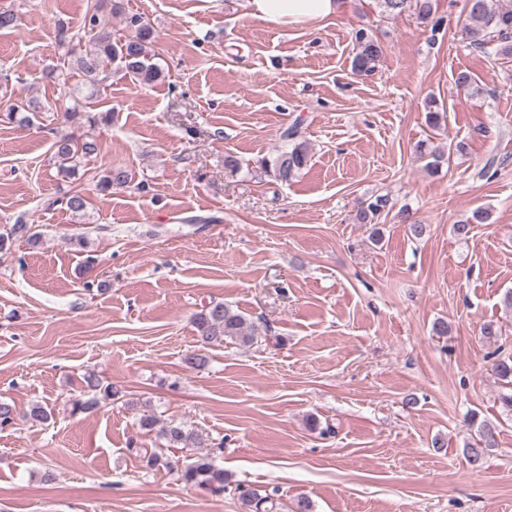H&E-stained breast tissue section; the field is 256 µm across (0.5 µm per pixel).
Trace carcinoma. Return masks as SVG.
Masks as SVG:
<instances>
[{
	"mask_svg": "<svg viewBox=\"0 0 512 512\" xmlns=\"http://www.w3.org/2000/svg\"><path fill=\"white\" fill-rule=\"evenodd\" d=\"M382 12L399 16L406 12L415 15L423 23H433L437 27L442 20H433V0H377ZM464 32L470 43L488 55L504 58L512 57V0H466L463 6ZM129 26L132 34L124 39L112 38V30L99 19V5L90 7L85 18V28L89 36L88 47L75 60V66L83 76L89 89L100 93V88L107 79L105 68L113 64L133 82L151 84L157 81L162 71L154 63L151 46L154 35L149 26L141 19H131ZM355 52L352 58V70L358 75H369L379 62L382 49L376 36L365 28L355 31ZM36 106L30 101L14 103L8 107L4 117L10 123H28L30 113ZM283 146L269 158L260 160V168L266 176L286 184L292 181L308 166L310 149L300 137L299 124L294 123L281 133ZM54 154L60 161L59 173L64 178L76 176L81 159L90 157L97 151L94 141L76 142L69 136H58L52 143ZM420 154L427 158L425 168L431 173L439 172L447 159L445 150L420 148ZM131 181L128 171L121 168H107L99 177L97 186L107 192L114 187H124ZM390 199L386 195L370 197L361 203L357 219L362 224L379 223V218L386 210H392ZM398 223L406 226V231L414 238L425 233V225L410 219L408 209L402 207L396 213ZM491 218L489 209L478 206L470 215L453 225V232L460 240L469 238L472 225L485 224ZM36 243L39 235L33 227L18 222L5 234L0 233V251L5 250L19 239ZM197 342L201 351L187 354L183 363L190 369H197L207 361L204 350L221 345L230 339L242 346H251L256 340L257 328L241 311L223 302H211L193 317ZM493 371L503 382L506 392L500 395L502 407L512 412V358L504 357L495 361ZM87 393L71 401L74 414L89 413L97 410L101 403L116 396L117 390L109 383H104L96 374L89 373L84 378ZM138 428L146 433L156 432V437L167 448H202L207 438L198 429L184 424L168 422L158 426V420L150 414L142 415ZM479 440L474 445L465 447V453L471 465H480L485 454L497 446L496 427L483 423L478 430ZM181 479L190 485L213 494L224 492L229 483V476L224 468L215 464L210 454H201L194 461L181 469ZM246 512H279L277 490L264 493L245 487H237Z\"/></svg>",
	"mask_w": 512,
	"mask_h": 512,
	"instance_id": "obj_1",
	"label": "carcinoma"
}]
</instances>
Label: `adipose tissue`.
Instances as JSON below:
<instances>
[{
	"label": "adipose tissue",
	"instance_id": "1",
	"mask_svg": "<svg viewBox=\"0 0 512 512\" xmlns=\"http://www.w3.org/2000/svg\"><path fill=\"white\" fill-rule=\"evenodd\" d=\"M344 0H246L248 15L282 26H304L337 15Z\"/></svg>",
	"mask_w": 512,
	"mask_h": 512
}]
</instances>
